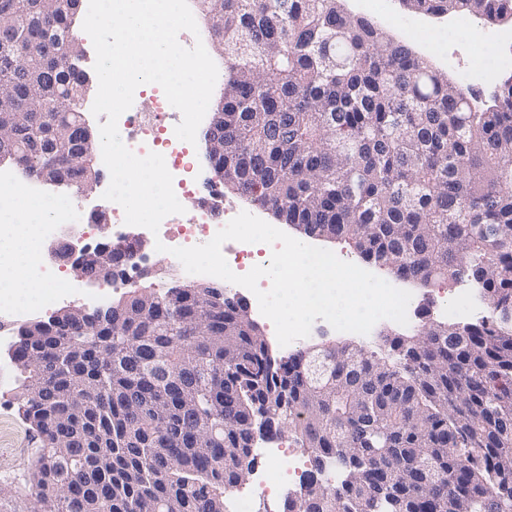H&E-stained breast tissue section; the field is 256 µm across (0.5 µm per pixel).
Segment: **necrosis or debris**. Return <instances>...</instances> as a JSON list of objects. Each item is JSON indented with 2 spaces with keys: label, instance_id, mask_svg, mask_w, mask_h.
<instances>
[{
  "label": "necrosis or debris",
  "instance_id": "necrosis-or-debris-1",
  "mask_svg": "<svg viewBox=\"0 0 512 512\" xmlns=\"http://www.w3.org/2000/svg\"><path fill=\"white\" fill-rule=\"evenodd\" d=\"M512 71V30L490 31L482 45L472 51L470 63L458 66L462 83H494L502 70ZM180 112L172 107L164 93L152 99V108L146 112H124L118 120L123 143L135 154H161L169 172L178 200L191 199L196 194L193 163L187 142L179 140L174 132L180 122ZM21 193L29 202L46 206L47 218L37 223L33 238L38 248L32 259L38 280L45 282L37 301L23 303L12 295L0 294V322L18 328L35 311L78 290L74 279L66 274L69 267L68 249L75 242H94L96 248L108 249L111 241L96 238V227L89 212L80 210L73 201L70 189L61 187L47 190L41 183L27 178L19 169L0 167V195ZM207 209H199L189 224H180L164 218L158 230L159 240L169 247H191L210 241L219 231Z\"/></svg>",
  "mask_w": 512,
  "mask_h": 512
}]
</instances>
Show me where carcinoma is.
Here are the masks:
<instances>
[{
  "label": "carcinoma",
  "instance_id": "obj_1",
  "mask_svg": "<svg viewBox=\"0 0 512 512\" xmlns=\"http://www.w3.org/2000/svg\"><path fill=\"white\" fill-rule=\"evenodd\" d=\"M402 2L512 18V0ZM52 3L0 0L16 23L0 39V151L77 191L97 175L88 88L57 39L76 14ZM196 6L224 55V152H207L224 186L398 279L477 285L496 317L392 338L398 369L347 344L277 362L228 290L217 307L133 288L101 305L99 329L53 314L29 341L24 325L12 363L39 437L33 512H224L262 429L308 455L307 507L284 512H512V76L480 108L341 0Z\"/></svg>",
  "mask_w": 512,
  "mask_h": 512
}]
</instances>
